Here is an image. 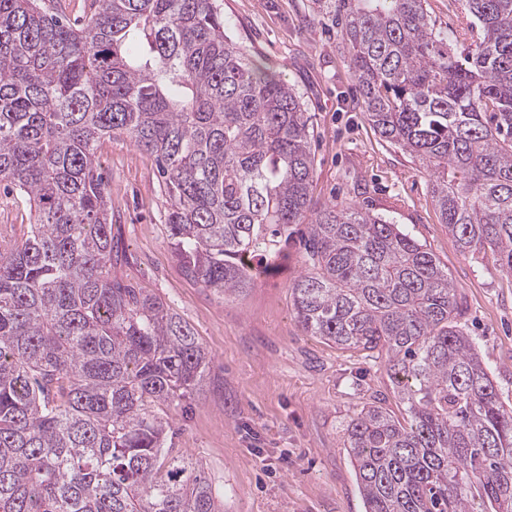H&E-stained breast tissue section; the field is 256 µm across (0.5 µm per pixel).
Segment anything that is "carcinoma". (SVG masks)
Listing matches in <instances>:
<instances>
[{"instance_id":"1","label":"carcinoma","mask_w":512,"mask_h":512,"mask_svg":"<svg viewBox=\"0 0 512 512\" xmlns=\"http://www.w3.org/2000/svg\"><path fill=\"white\" fill-rule=\"evenodd\" d=\"M380 138L433 175L459 247L512 274V0H465L458 57L425 0H316ZM77 28L0 0V184L34 223L0 249V512H218L171 408L211 357L160 296L112 279L97 148L156 158L187 278L226 295L304 224L291 286L310 336L384 357L406 405H366L348 449L365 512H512V406L459 326L457 288L399 225L312 209L310 116L225 31L219 0H94Z\"/></svg>"}]
</instances>
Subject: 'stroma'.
I'll use <instances>...</instances> for the list:
<instances>
[{"label": "stroma", "mask_w": 512, "mask_h": 512, "mask_svg": "<svg viewBox=\"0 0 512 512\" xmlns=\"http://www.w3.org/2000/svg\"><path fill=\"white\" fill-rule=\"evenodd\" d=\"M221 5L227 30L292 85L312 118L315 207L362 208L436 256L463 302V331L512 405V275L459 248L427 170L380 139L329 14L313 0ZM97 155L121 255L113 277L159 295L212 356L202 385L170 417L177 447L201 461L224 512H364L345 428L364 405L398 410L399 397L383 360L338 349L297 323L289 287L304 269L302 243L285 247L242 293L201 287L172 253L153 157L123 135L104 139Z\"/></svg>", "instance_id": "35a3bbf8"}]
</instances>
